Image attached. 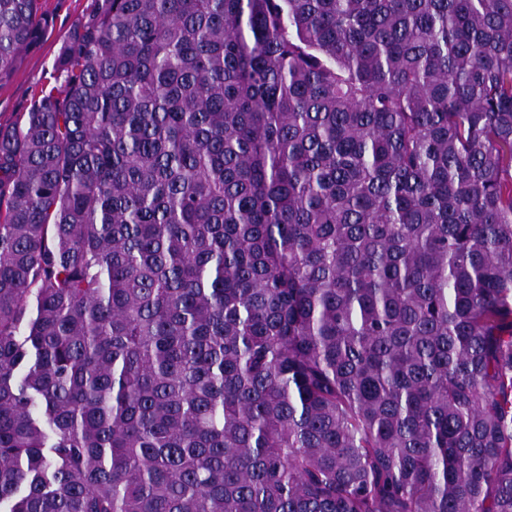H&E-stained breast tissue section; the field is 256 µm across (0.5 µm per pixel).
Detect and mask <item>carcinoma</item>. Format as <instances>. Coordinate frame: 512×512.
Segmentation results:
<instances>
[{
	"instance_id": "cac0c4a2",
	"label": "carcinoma",
	"mask_w": 512,
	"mask_h": 512,
	"mask_svg": "<svg viewBox=\"0 0 512 512\" xmlns=\"http://www.w3.org/2000/svg\"><path fill=\"white\" fill-rule=\"evenodd\" d=\"M55 69L0 512H512V0H94Z\"/></svg>"
}]
</instances>
